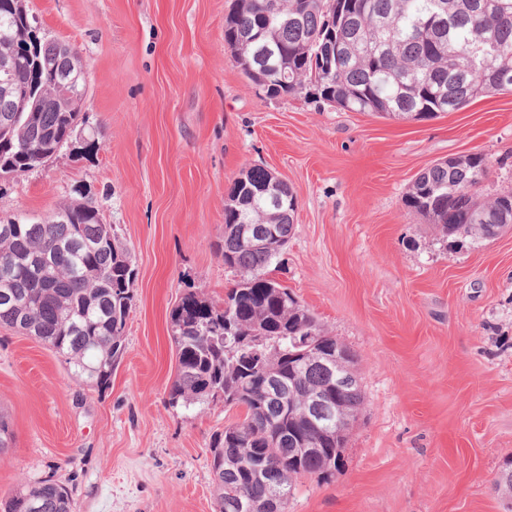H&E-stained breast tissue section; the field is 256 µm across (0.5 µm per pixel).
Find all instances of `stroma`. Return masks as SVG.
Listing matches in <instances>:
<instances>
[{
  "label": "stroma",
  "mask_w": 512,
  "mask_h": 512,
  "mask_svg": "<svg viewBox=\"0 0 512 512\" xmlns=\"http://www.w3.org/2000/svg\"><path fill=\"white\" fill-rule=\"evenodd\" d=\"M234 0H27L43 37L88 64L80 137L0 178V220L90 199L137 271L126 349L105 387L72 379L34 337L0 326V498L51 479L76 512H215L208 446L236 411L168 403L170 313L220 301L224 203L261 166L296 194L278 280L357 356L365 395L330 481L288 512H507L512 456V230L457 252L403 198L431 165L479 153L512 190V93L426 120L347 112L306 89L269 97L224 42Z\"/></svg>",
  "instance_id": "stroma-1"
}]
</instances>
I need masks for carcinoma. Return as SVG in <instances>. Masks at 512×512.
Here are the masks:
<instances>
[{
  "mask_svg": "<svg viewBox=\"0 0 512 512\" xmlns=\"http://www.w3.org/2000/svg\"><path fill=\"white\" fill-rule=\"evenodd\" d=\"M0 59L11 57L28 33L26 18L0 13ZM224 42L253 83L278 78L288 67V88H266L276 98L312 85L330 104L390 119L435 117L478 98L512 92V0H236L225 18ZM83 59L54 40L41 46L44 82L22 101L0 93V176L22 175L50 160L81 121L82 98L52 87L60 74L79 75ZM30 69L14 61L9 81L22 91ZM488 161L438 162L421 172L405 195L407 208L436 231L448 249L460 233L470 242L493 240L512 225V192H485ZM267 171L248 168L224 205V266L236 276L224 304L188 292L171 313L177 372L168 401L186 410L214 395L242 417L224 425L210 443L216 512L263 504L268 487L252 470L275 461L288 472L289 494L301 478L326 481L342 468L345 442H328L302 416L318 391L355 378V354L331 369L306 360L309 347L336 345L308 308L273 276L294 229V214L265 241L269 207L251 199ZM50 255L46 267L35 262ZM134 270L127 248L100 210L85 201L60 204L38 218L0 222V325L33 336L63 359L76 381L102 387L125 351ZM278 376L280 399L261 394L264 376ZM357 417L362 388L339 391ZM308 441L313 454L298 455ZM74 512L69 491L51 480L20 488L0 501V512Z\"/></svg>",
  "mask_w": 512,
  "mask_h": 512,
  "instance_id": "cac0c4a2",
  "label": "carcinoma"
}]
</instances>
